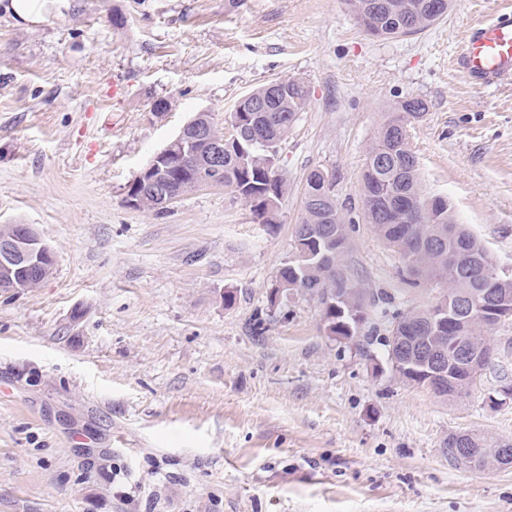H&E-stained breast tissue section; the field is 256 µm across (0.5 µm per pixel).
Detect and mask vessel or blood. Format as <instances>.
Wrapping results in <instances>:
<instances>
[{
	"label": "vessel or blood",
	"mask_w": 512,
	"mask_h": 512,
	"mask_svg": "<svg viewBox=\"0 0 512 512\" xmlns=\"http://www.w3.org/2000/svg\"><path fill=\"white\" fill-rule=\"evenodd\" d=\"M457 68L465 82L479 88L512 79V0H501L493 18L472 31Z\"/></svg>",
	"instance_id": "b4317fda"
}]
</instances>
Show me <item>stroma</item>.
Segmentation results:
<instances>
[{"label": "stroma", "mask_w": 512, "mask_h": 512, "mask_svg": "<svg viewBox=\"0 0 512 512\" xmlns=\"http://www.w3.org/2000/svg\"><path fill=\"white\" fill-rule=\"evenodd\" d=\"M494 8L456 0L400 39L344 0H72L34 29L0 10V225H33L55 259L39 287L0 292V512H512V464L445 451L458 432L512 440V401H488L512 319L471 395L446 399L374 371L380 307L339 342L317 298L268 302L315 169L336 175L359 286L400 311L436 301L363 219L365 158L407 96L428 104L424 188L512 270V82L476 89L454 66ZM289 77L310 102L274 226L221 186L161 213L126 204L196 112L228 131L240 98Z\"/></svg>", "instance_id": "1"}]
</instances>
